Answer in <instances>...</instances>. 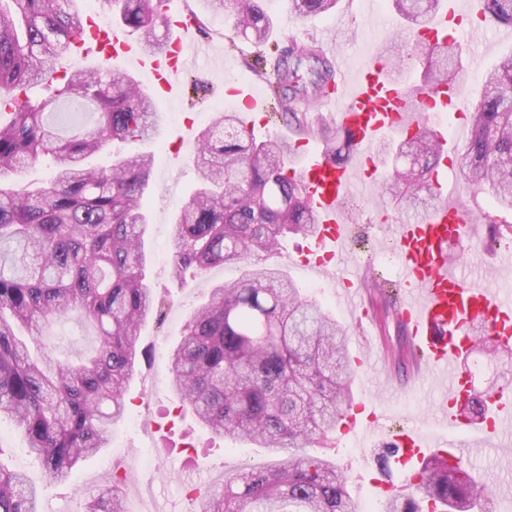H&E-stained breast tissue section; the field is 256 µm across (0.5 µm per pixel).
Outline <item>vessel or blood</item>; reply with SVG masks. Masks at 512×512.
I'll return each instance as SVG.
<instances>
[{
	"instance_id": "b4317fda",
	"label": "vessel or blood",
	"mask_w": 512,
	"mask_h": 512,
	"mask_svg": "<svg viewBox=\"0 0 512 512\" xmlns=\"http://www.w3.org/2000/svg\"><path fill=\"white\" fill-rule=\"evenodd\" d=\"M167 23L177 36L158 54L146 50L120 29L95 26L77 41L76 47L82 55L95 53L114 61L116 67L129 66L149 74L152 95L171 98L193 54L205 53L206 48L191 44L197 25L193 14H169ZM417 35L431 43L453 36L467 48L483 39L481 29L460 27L459 13L454 9L431 18ZM224 96L238 105L246 129L254 130L257 117L265 110L264 98L251 85L236 81L226 83ZM412 98L435 112L456 110L461 105L454 87L418 86L410 90L388 80L382 62L376 59L360 65L351 79H340L327 95V102L336 106L330 121L352 134L357 159L338 163L325 151L309 150L297 169L318 219L313 248L325 257H337L351 236L352 227L343 218L342 206L354 188L369 183L361 171L362 162L371 161L373 149L385 133L404 130V107ZM471 221L472 214L465 205L444 203L421 220L392 225L391 236L399 261L397 318L411 339L416 364L445 381L447 390L440 403L442 421L458 434L477 439L487 430L511 429L512 405L498 396L483 418L466 414L463 404L468 396V372L458 360L470 344L469 325L475 318L485 320L489 335L497 341L512 342V299L503 300L468 282L455 265L449 246L461 227ZM393 442L403 450L398 466L405 490L415 483L421 463L434 453L452 459L461 453L447 439L414 429L395 434Z\"/></svg>"
}]
</instances>
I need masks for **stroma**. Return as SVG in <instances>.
<instances>
[{"label": "stroma", "mask_w": 512, "mask_h": 512, "mask_svg": "<svg viewBox=\"0 0 512 512\" xmlns=\"http://www.w3.org/2000/svg\"><path fill=\"white\" fill-rule=\"evenodd\" d=\"M171 10L190 11L199 19V38L209 46L208 54L195 58L191 71L182 78L183 94L167 101H157V120L160 134L156 141L137 145L119 144L92 157V165L110 166L115 155L122 153L157 152L159 145H168L165 165H154L149 188L143 198V208L148 216V247L150 262L148 274L157 290L169 301L163 322L147 321L141 328L137 349L144 359L134 375L126 397L127 415L136 417L137 426L119 422L112 428L109 448L84 462L70 480L57 482L50 479L43 468L30 457L26 441L17 429L5 427L0 431V447L4 455L0 461L9 468L25 472L40 494L44 512H82L87 493L110 486L111 478L106 463L111 459L132 461L142 453H150L156 461L155 469L147 472L132 471L124 492L127 512H139L140 494L151 490L158 507L165 512H192L191 504L178 505L171 498L176 483L205 482L237 473L243 465L270 467L275 459L267 449L249 443L223 445L221 439L200 427L193 417H185L176 425H168L165 415L175 404L171 386V374L161 352L167 351L181 337L183 327L191 314L206 302L213 283L238 278L240 272L233 267H216L183 282L169 277V261L162 258L160 248L170 236V224L180 206L185 204L196 182L195 169L190 161V144L175 147L179 137L190 136L192 129L200 128L198 113L207 111L209 102L218 96L225 79L232 78L251 84L260 94H268L269 84L274 81L273 72L259 76L252 71L254 48L238 42L229 47L234 35L233 20L209 14L204 0H169ZM265 6L274 24V38L279 42L294 39L304 42L308 35H315L327 54L339 69L350 71L357 61L374 54L376 46L385 45L390 38L405 39L411 28L387 0L374 11L362 8L361 0H340L335 11L295 18L288 11L286 0H265ZM484 42L478 47L480 65L469 68L468 79L459 87L464 104L460 112H431L430 125L451 133L469 127V112L479 101L484 76L499 59L512 52V27L485 23ZM391 172L390 164H383L376 173L378 186L352 196L345 204L349 221L353 224H376L379 210H387L391 221L402 218L393 198L385 193L382 184ZM450 198L466 205L476 220L462 239L452 242V254L462 261V271L470 281L490 291L512 289V267L506 268L495 262L481 242L487 235L486 216H505L512 222V213H502L494 201L484 193H478L456 181L449 193ZM310 243L302 238H291L281 252L266 256L265 264L283 268L297 287H309L312 282L335 283L338 276L335 265H328L317 275L309 274L302 265ZM364 300L375 317L374 323H358L355 315L339 307L337 301L325 303V310L333 315L349 331V352L373 353L384 350L385 369L391 374V386L379 388L371 375L358 374L353 385L355 402L372 407L376 401L399 405L413 399L414 406L405 417L408 426L425 424L427 433H435L439 424L433 414L442 397L443 384L433 374L416 373L412 363L397 367L395 356L408 349L409 338L397 321L390 294L367 291ZM49 342L55 344L63 357L78 361L95 344L91 328L80 326L70 319L51 322L45 329ZM349 435L337 431L333 451H326L320 444H312L306 452L310 455H331L350 476V487L358 502L375 501L384 505L374 487V480L388 478L396 483L398 471L384 473L377 456L389 442L388 436L368 438L362 452L355 453L347 446ZM492 441L495 449L481 457H469L473 470L486 476L494 490L490 497L492 512H502L506 502L512 501V435H496Z\"/></svg>", "instance_id": "obj_1"}]
</instances>
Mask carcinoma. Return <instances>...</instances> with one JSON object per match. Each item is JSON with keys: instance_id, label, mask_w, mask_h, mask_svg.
I'll list each match as a JSON object with an SVG mask.
<instances>
[{"instance_id": "carcinoma-1", "label": "carcinoma", "mask_w": 512, "mask_h": 512, "mask_svg": "<svg viewBox=\"0 0 512 512\" xmlns=\"http://www.w3.org/2000/svg\"><path fill=\"white\" fill-rule=\"evenodd\" d=\"M152 51L169 41L160 31L167 0H102ZM339 0H288L297 18L336 9ZM210 15L231 13L236 35L270 63L280 116L325 142L336 162L354 151L350 133L310 118L328 94L336 69L311 37L300 50L272 40L262 0H205ZM408 24L420 26L441 0H392ZM484 16L512 26V0H484ZM86 30L80 0H0V175L51 160L48 179L16 186L0 181V420L24 435L28 452L48 475L65 480L84 460L110 445L112 426L126 413L124 394L140 366L142 323L162 320L164 300L148 276L142 198L152 154L119 155L91 167L93 154L118 142L159 134L152 99L107 61L77 77L52 76L53 61ZM410 55L423 66V84L468 78L453 43L383 49L386 71ZM50 84L33 101L27 90ZM70 101L92 106L96 120L63 134L50 117ZM408 112L417 131L382 147L402 160L386 186L404 212L423 214L439 200L432 174L440 145L434 128ZM470 134L455 156L465 183L512 211V54L484 78L470 112ZM193 165L198 186L171 226L169 275L186 279L233 265L241 277L210 288L208 300L184 325L167 360L182 409L230 443L288 450L272 469H245L210 488L197 512H359L349 477L336 464L302 449L327 441L352 404L354 376L348 330L281 269L262 263L289 237L312 238L313 207L292 170V141H256L235 112H216L201 128ZM55 318L95 330L99 346L75 364L43 341ZM92 496L85 512H126L120 484ZM488 483L471 467L429 459L410 495L395 493L385 512H467L488 502ZM0 512H41L26 475L0 463Z\"/></svg>"}]
</instances>
